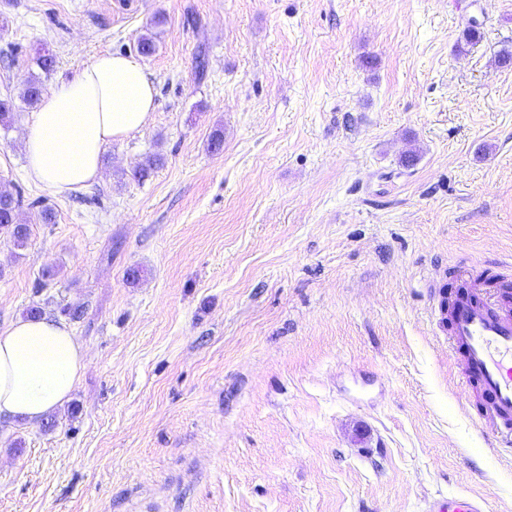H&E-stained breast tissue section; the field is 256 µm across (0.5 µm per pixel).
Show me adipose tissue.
Returning <instances> with one entry per match:
<instances>
[{
  "mask_svg": "<svg viewBox=\"0 0 512 512\" xmlns=\"http://www.w3.org/2000/svg\"><path fill=\"white\" fill-rule=\"evenodd\" d=\"M155 85L132 55L104 53L44 95L24 138L30 174L56 194L98 183L112 143L155 110ZM85 354L64 322L19 318L0 330V418L36 422L69 401Z\"/></svg>",
  "mask_w": 512,
  "mask_h": 512,
  "instance_id": "1",
  "label": "adipose tissue"
}]
</instances>
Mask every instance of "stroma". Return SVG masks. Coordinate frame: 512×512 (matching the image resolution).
Listing matches in <instances>:
<instances>
[{
	"label": "stroma",
	"instance_id": "stroma-1",
	"mask_svg": "<svg viewBox=\"0 0 512 512\" xmlns=\"http://www.w3.org/2000/svg\"><path fill=\"white\" fill-rule=\"evenodd\" d=\"M147 33L152 116L51 193L36 57L48 91ZM506 53L512 0H0L30 230L0 235V328L37 308L85 351L48 421L0 420V512H512L433 299L512 274ZM483 506L484 499L474 494L449 495L446 502L432 505L429 512H486Z\"/></svg>",
	"mask_w": 512,
	"mask_h": 512
}]
</instances>
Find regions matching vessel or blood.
Masks as SVG:
<instances>
[{
  "instance_id": "1",
  "label": "vessel or blood",
  "mask_w": 512,
  "mask_h": 512,
  "mask_svg": "<svg viewBox=\"0 0 512 512\" xmlns=\"http://www.w3.org/2000/svg\"><path fill=\"white\" fill-rule=\"evenodd\" d=\"M452 349L460 351L465 374L485 398L482 417L503 447L512 446V297L467 290L447 310ZM436 512H485L483 498L452 495Z\"/></svg>"
}]
</instances>
